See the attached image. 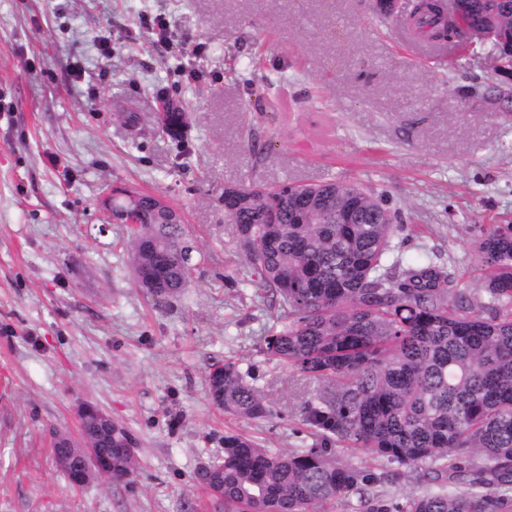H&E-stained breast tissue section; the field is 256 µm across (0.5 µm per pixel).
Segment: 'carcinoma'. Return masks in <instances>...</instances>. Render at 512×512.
<instances>
[{
	"label": "carcinoma",
	"instance_id": "obj_1",
	"mask_svg": "<svg viewBox=\"0 0 512 512\" xmlns=\"http://www.w3.org/2000/svg\"><path fill=\"white\" fill-rule=\"evenodd\" d=\"M464 23H448L438 4L413 3L407 23L428 39H475L500 67L512 66V0H458ZM187 113H163L184 138ZM228 219L248 260L283 314L264 338L265 353L298 379L323 386L305 402L316 430L309 448L283 453L237 433L224 435V459L204 484L224 512H310L349 493L365 512H512V224H486L471 237L478 293L455 271L408 260L393 238L402 231L385 194L355 182L230 188ZM142 228L129 233L132 267L161 264L163 292L180 295L192 246L181 214L138 192ZM214 405L243 418L270 413L232 361L207 376ZM112 477L129 478L136 459L117 441ZM332 442L368 450L399 471L371 472L327 452ZM424 488L403 503L369 487L398 478Z\"/></svg>",
	"mask_w": 512,
	"mask_h": 512
}]
</instances>
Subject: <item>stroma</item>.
Listing matches in <instances>:
<instances>
[{
  "label": "stroma",
  "instance_id": "stroma-1",
  "mask_svg": "<svg viewBox=\"0 0 512 512\" xmlns=\"http://www.w3.org/2000/svg\"><path fill=\"white\" fill-rule=\"evenodd\" d=\"M403 24L368 0H0V512H216L197 474L225 433L315 442L300 410L319 387L264 352L282 309L224 218L225 188L385 192L401 252L478 288L471 229L512 222V109L453 89L512 77L487 46L430 53ZM164 99L184 105L185 141L157 122ZM119 185L184 216L194 258L171 304L138 287L126 225L102 223ZM222 360L269 415L211 403ZM85 402L133 438L129 479L77 489L55 463L52 438L78 436Z\"/></svg>",
  "mask_w": 512,
  "mask_h": 512
}]
</instances>
